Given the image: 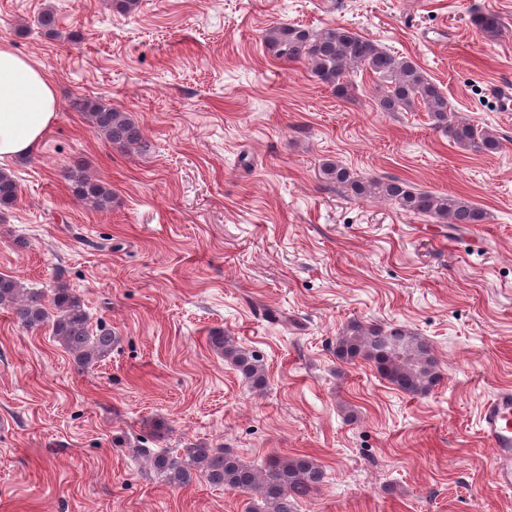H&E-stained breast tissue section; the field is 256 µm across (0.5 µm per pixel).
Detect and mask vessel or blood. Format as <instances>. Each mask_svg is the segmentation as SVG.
<instances>
[{
	"label": "vessel or blood",
	"mask_w": 512,
	"mask_h": 512,
	"mask_svg": "<svg viewBox=\"0 0 512 512\" xmlns=\"http://www.w3.org/2000/svg\"><path fill=\"white\" fill-rule=\"evenodd\" d=\"M479 430L493 450L491 470L495 481L512 487V388L498 390L480 406Z\"/></svg>",
	"instance_id": "vessel-or-blood-1"
}]
</instances>
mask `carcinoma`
I'll return each mask as SVG.
<instances>
[{"label": "carcinoma", "instance_id": "obj_1", "mask_svg": "<svg viewBox=\"0 0 512 512\" xmlns=\"http://www.w3.org/2000/svg\"><path fill=\"white\" fill-rule=\"evenodd\" d=\"M475 23L490 37L500 35L501 21L492 12L478 13ZM264 43L281 60L306 61L312 74L332 87L338 97L350 95L355 89L352 77L366 70L381 80L375 97L379 111H411L422 104L434 125L459 147L477 153L500 147L491 131L468 120L450 119L444 95L416 62L393 55L346 27L314 33L299 25L278 23L265 30ZM83 108L90 127L108 143L124 150L147 151L148 142L129 112L96 101L83 103ZM322 174L331 186L354 197L382 198L404 212L429 217L453 230L486 219L483 210L457 193L418 192L398 179L358 177L338 161L325 162ZM65 180L75 199L89 208L99 212L112 208L111 188L86 168L74 167L65 174ZM18 200L19 186L14 176L0 170V208L8 209ZM0 306L11 310L26 329L49 326L52 338L73 357L80 370L104 360L116 344L112 330L102 326L95 331L90 327L83 300L62 282L52 289L47 305L41 292L26 287L14 276L1 275ZM210 344L252 388L257 390L265 384L261 353L240 346L234 337L222 332L213 334ZM336 357L343 362H371L380 377L411 395H425L441 380L433 346L400 325L352 322L336 339ZM138 453L150 458L153 469L170 485L186 487L203 479L251 496L250 512H297V503L317 495L327 478L322 465L309 455L273 456L257 467L229 448L202 443L185 445L181 454L152 456L144 448Z\"/></svg>", "mask_w": 512, "mask_h": 512}]
</instances>
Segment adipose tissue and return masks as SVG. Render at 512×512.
<instances>
[{
    "mask_svg": "<svg viewBox=\"0 0 512 512\" xmlns=\"http://www.w3.org/2000/svg\"><path fill=\"white\" fill-rule=\"evenodd\" d=\"M56 108L55 87L40 66L0 43V163L32 153Z\"/></svg>",
    "mask_w": 512,
    "mask_h": 512,
    "instance_id": "adipose-tissue-1",
    "label": "adipose tissue"
}]
</instances>
